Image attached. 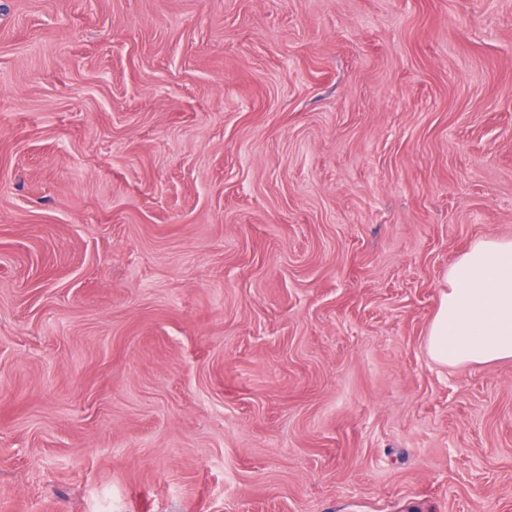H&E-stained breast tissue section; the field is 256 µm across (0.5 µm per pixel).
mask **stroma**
<instances>
[{
	"label": "stroma",
	"mask_w": 512,
	"mask_h": 512,
	"mask_svg": "<svg viewBox=\"0 0 512 512\" xmlns=\"http://www.w3.org/2000/svg\"><path fill=\"white\" fill-rule=\"evenodd\" d=\"M512 0H0V512H512ZM426 336L442 365L512 358V240L480 238L445 274Z\"/></svg>",
	"instance_id": "stroma-1"
}]
</instances>
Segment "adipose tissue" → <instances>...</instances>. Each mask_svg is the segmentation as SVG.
Listing matches in <instances>:
<instances>
[{
  "label": "adipose tissue",
  "instance_id": "1",
  "mask_svg": "<svg viewBox=\"0 0 512 512\" xmlns=\"http://www.w3.org/2000/svg\"><path fill=\"white\" fill-rule=\"evenodd\" d=\"M426 349L443 365L512 358V240H476L445 275Z\"/></svg>",
  "mask_w": 512,
  "mask_h": 512
}]
</instances>
